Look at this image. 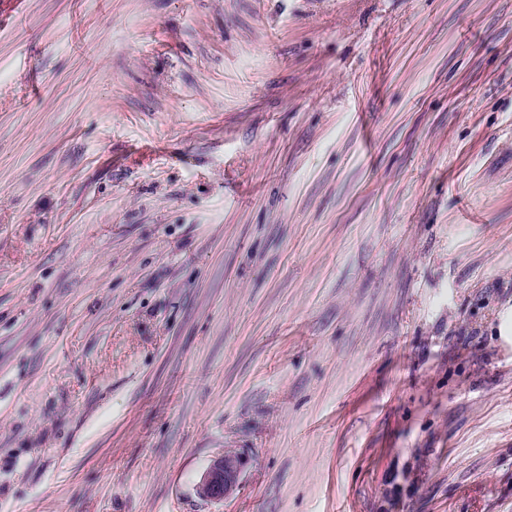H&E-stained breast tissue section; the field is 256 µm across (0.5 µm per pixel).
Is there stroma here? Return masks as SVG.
<instances>
[{"mask_svg": "<svg viewBox=\"0 0 512 512\" xmlns=\"http://www.w3.org/2000/svg\"><path fill=\"white\" fill-rule=\"evenodd\" d=\"M0 512H512V0H0ZM247 464L241 453H224L215 457L196 484V493L203 500L221 502L240 487Z\"/></svg>", "mask_w": 512, "mask_h": 512, "instance_id": "obj_1", "label": "stroma"}]
</instances>
